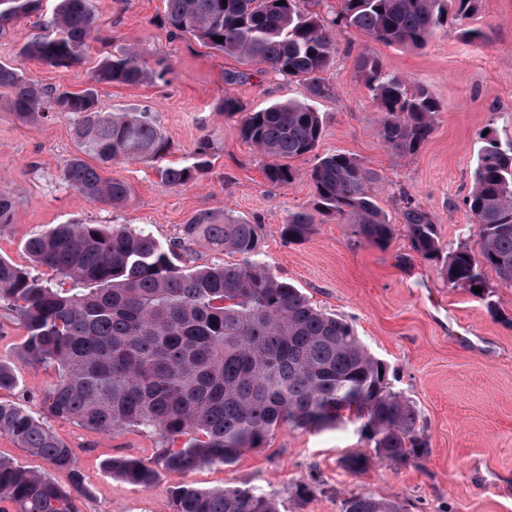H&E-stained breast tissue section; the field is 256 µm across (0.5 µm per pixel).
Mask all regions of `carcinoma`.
<instances>
[{
	"mask_svg": "<svg viewBox=\"0 0 512 512\" xmlns=\"http://www.w3.org/2000/svg\"><path fill=\"white\" fill-rule=\"evenodd\" d=\"M43 0H0V34L14 22L39 14ZM50 18L36 24L20 49L22 59L72 67L84 59L97 31L92 0H54ZM476 0H338L326 20L312 0H165L164 23L174 35L189 34L262 70L306 85L307 101L273 103L243 112L225 97L220 111L241 115L240 135L272 162L267 180L287 184L291 159L314 152L323 133L314 101L330 95L321 78L344 32H360L386 44L423 48L434 32L455 28ZM220 36L218 42L214 37ZM359 70L382 113L379 136L396 154H414L431 136L440 104L424 86L411 87L360 55ZM168 66L149 68L125 50L104 59L93 84L59 93L28 79L19 64L0 62V88L10 91V112L23 123L55 113L73 117L76 154L63 179L87 199L121 207L128 186L101 176L119 160H159L169 144L151 112H104L96 85H139L162 79ZM213 144L198 141L193 161L157 168L162 182L182 187L209 166ZM96 164H91L88 159ZM312 210L288 215L282 236L306 241L315 216L351 224L359 242L384 246L392 226L375 199L377 178L360 160L336 151L316 157L309 171ZM401 223L424 258L440 252L436 222L405 190L399 191ZM464 205L476 228L481 259L451 253L443 268L461 288L485 287L479 264L512 283V141L489 138L480 150L474 187ZM14 198L0 193V228L12 223ZM262 225L221 212H203L181 225L176 243L163 245L146 230L80 221L31 232L25 250L33 261L87 288H54L33 270L0 258V299L27 331L23 358L33 366L56 365L58 382L42 404L56 419L108 434L123 427L161 434L158 460L169 472L232 465L260 447L282 424L318 430L344 420L359 424L379 459L406 463L426 456L429 440L408 398L390 389L386 365L362 345L346 320L315 308L294 285L261 261ZM201 242L250 262L185 269L176 248ZM0 432L57 470L70 474L62 486L39 472L0 459V500L16 512H79L84 491L76 458L45 422L13 402H0ZM186 438L181 447L176 440ZM108 470L148 489L158 479L154 462L115 457ZM174 512H280L275 495L252 488L172 491ZM343 512H400L396 503L369 495L344 501Z\"/></svg>",
	"mask_w": 512,
	"mask_h": 512,
	"instance_id": "1",
	"label": "carcinoma"
}]
</instances>
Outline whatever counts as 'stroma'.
<instances>
[{"mask_svg":"<svg viewBox=\"0 0 512 512\" xmlns=\"http://www.w3.org/2000/svg\"><path fill=\"white\" fill-rule=\"evenodd\" d=\"M99 39L83 64L55 68L21 61L29 79L60 91L78 92L91 82L100 60L117 50H135L146 65L165 60L167 81L137 86L98 85L103 111L148 109L168 138L162 162L121 159L104 168L105 178L127 184L129 202L118 209L87 200L63 180L74 155L71 117L24 124L7 108L0 88V192L12 194L13 220L0 228V257L22 266L33 261L28 235L51 224L79 220L148 229L160 242L177 240L181 224L204 211H220L262 225L261 259L323 312L355 328L362 343L389 367L394 391L410 398L429 439L427 456L406 464L373 458L357 424L323 430L280 426L261 448L228 466H205L181 474L160 471L148 489L131 486L105 467L117 456L154 460L163 439L127 427L105 435L77 423L48 419L41 397L58 379L57 368H32L20 355L27 332L0 300V361L17 376L14 391L0 399L49 420L73 449L84 478L79 512H173L172 490L256 487L278 494L282 512H342L350 496L369 494L396 502L401 512H512V495H497L478 480L512 486V285L485 269L486 298L448 283L445 254L477 251V237L463 200L485 136L512 139V0H479L464 20L482 41L437 30L415 49L377 42L364 34L342 38L322 78L332 94L315 107L323 120L316 155L342 151L377 175V203L391 221L385 246L357 241L353 228L334 220L317 225L302 243H287L280 229L290 213L310 208L314 188L308 172L316 155L293 159L298 177L275 185L264 175L266 157L242 140L236 119L219 112L223 97L247 109L307 97L305 84L240 63L189 36L164 27L163 0H92ZM413 86L427 87L441 110L429 139L413 155L392 153L379 137L381 113L357 68L361 52ZM247 80L226 84L229 71ZM214 144L209 167L196 182L166 185L159 164L188 163L200 138ZM407 190L436 220L444 255L426 259L412 247L400 222V190ZM352 454L370 456L366 469L341 466Z\"/></svg>","mask_w":512,"mask_h":512,"instance_id":"1","label":"stroma"}]
</instances>
